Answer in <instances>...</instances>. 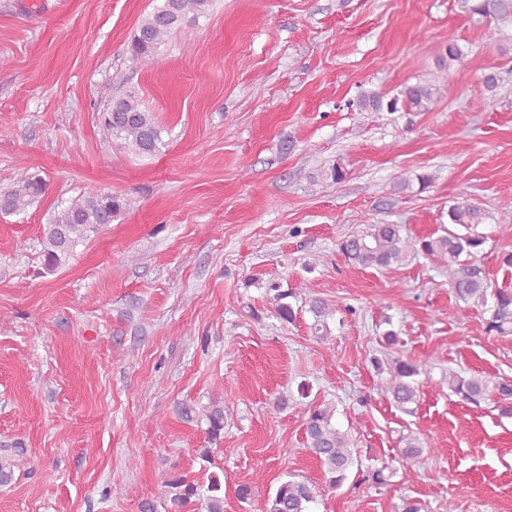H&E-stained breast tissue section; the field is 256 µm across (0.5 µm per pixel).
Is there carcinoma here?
<instances>
[{
  "label": "carcinoma",
  "mask_w": 512,
  "mask_h": 512,
  "mask_svg": "<svg viewBox=\"0 0 512 512\" xmlns=\"http://www.w3.org/2000/svg\"><path fill=\"white\" fill-rule=\"evenodd\" d=\"M213 0H161L138 25L131 40V55L141 62H149L165 44L168 37L179 31L191 38L199 18L207 15ZM463 8L474 23L495 24L502 35V53L512 51V0H464ZM463 52L459 45L448 40L435 48L438 68L448 70L459 62ZM502 81L498 71L484 75L477 91L492 94ZM440 87L426 82L406 85L395 96L386 98L377 91L360 94L357 106L364 111L397 112L402 108L429 112L436 107ZM100 122L112 140L131 154L152 157L163 145L162 128L153 113L143 107L139 93L127 90L101 113ZM47 182L39 175H31L13 187L0 192V212L16 214L25 211L45 195ZM123 197L112 193L81 195L71 199L66 207L55 212L43 228V263L53 271L65 265L74 248L83 239L98 233L112 223L125 209ZM486 219L485 211L473 202L464 189L448 208V228L438 236H426L411 241L402 235L399 224H367L359 231L340 239L338 251L346 263L356 268H387L400 265L410 255L420 254L448 271V285L455 297L463 302L487 305L486 328L501 335L512 333V288H494L482 269L470 258L483 250L486 237L477 231ZM270 304L277 317L291 323L296 312L288 298L292 293L274 282L269 285ZM308 312L313 322L314 336L324 339L330 332L329 319L337 307L328 300L311 297ZM390 378L383 385L384 394L402 412L412 414L420 397L416 377L427 373V363L421 360L395 357L389 368ZM448 391L461 400L479 405L493 397L501 402L512 400V380L490 381L483 377L465 378L448 374ZM179 417L198 426H204L209 439L215 441L224 433V402L212 400L206 405L180 404ZM335 407L330 403L310 405L305 413L304 432L308 452L319 463L326 485L336 490L348 479L356 459L348 433L340 431L333 422ZM406 463L421 468L428 464L423 450L414 439L401 437ZM27 453L26 442L17 438L0 444V485L14 479V462ZM168 494L167 512H187L195 505L199 512H224V487L218 474L212 472L207 481L174 470L165 481ZM319 490L315 485L296 475L280 482L268 497L265 512H315Z\"/></svg>",
  "instance_id": "1"
}]
</instances>
